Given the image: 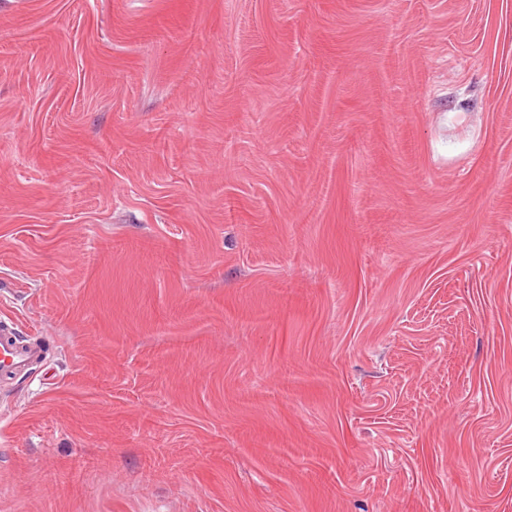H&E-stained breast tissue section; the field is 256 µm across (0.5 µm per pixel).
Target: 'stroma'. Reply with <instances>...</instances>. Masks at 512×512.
Returning <instances> with one entry per match:
<instances>
[{
  "label": "stroma",
  "instance_id": "stroma-1",
  "mask_svg": "<svg viewBox=\"0 0 512 512\" xmlns=\"http://www.w3.org/2000/svg\"><path fill=\"white\" fill-rule=\"evenodd\" d=\"M0 512H512V0H0ZM42 349L37 345L20 343L11 331L0 332V373H15L38 361Z\"/></svg>",
  "mask_w": 512,
  "mask_h": 512
}]
</instances>
